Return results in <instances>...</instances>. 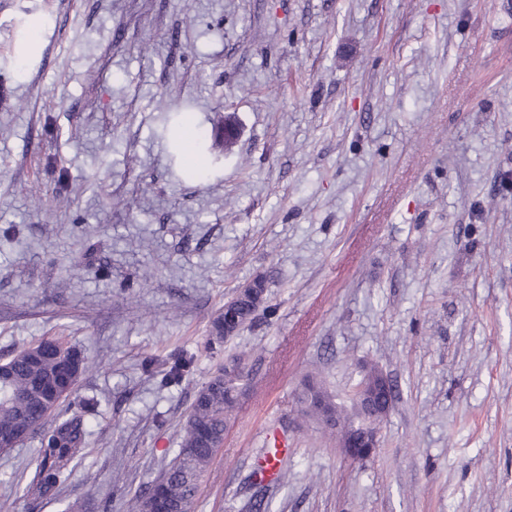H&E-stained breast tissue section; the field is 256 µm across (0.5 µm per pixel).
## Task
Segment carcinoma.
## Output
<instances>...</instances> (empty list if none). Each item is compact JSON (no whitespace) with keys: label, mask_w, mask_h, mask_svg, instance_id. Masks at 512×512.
<instances>
[{"label":"carcinoma","mask_w":512,"mask_h":512,"mask_svg":"<svg viewBox=\"0 0 512 512\" xmlns=\"http://www.w3.org/2000/svg\"><path fill=\"white\" fill-rule=\"evenodd\" d=\"M190 120L186 111L169 118L170 143L177 154L182 147L178 132ZM256 309L250 292H244L234 307L237 322L244 326L252 322ZM57 345L60 355L49 351L42 340L20 349L0 365V438L14 437L19 446L37 433L48 417H56L54 427L41 439L40 462L31 484L40 494L58 487L88 434L86 422L77 416H64L55 399L56 390L70 381L72 370H84V359L75 348L60 341ZM238 381V375L228 379L216 375L198 389L190 404L180 448L161 476L182 512H196L201 480L223 443L226 415L234 406L232 395ZM327 399V393L315 382L305 383L301 396L305 408L319 415ZM331 410L341 431L362 438L365 407L354 406L347 412L334 404Z\"/></svg>","instance_id":"obj_1"}]
</instances>
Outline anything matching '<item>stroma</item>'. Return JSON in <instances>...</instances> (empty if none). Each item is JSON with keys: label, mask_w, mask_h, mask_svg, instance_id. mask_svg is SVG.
Listing matches in <instances>:
<instances>
[{"label": "stroma", "mask_w": 512, "mask_h": 512, "mask_svg": "<svg viewBox=\"0 0 512 512\" xmlns=\"http://www.w3.org/2000/svg\"><path fill=\"white\" fill-rule=\"evenodd\" d=\"M258 276L254 323L211 339ZM58 336L91 433L42 496L39 437L0 453L13 512H132L236 363L197 512H512V0H0V357ZM371 363L397 396L355 462L298 394L350 405ZM181 139L185 146V152L183 156L184 167L194 170L196 175L204 173L205 163L202 162L195 154L193 143L198 137V130L193 122L183 127L180 131ZM196 147L201 155H205L210 149L207 144L205 134L198 137Z\"/></svg>", "instance_id": "35a3bbf8"}]
</instances>
